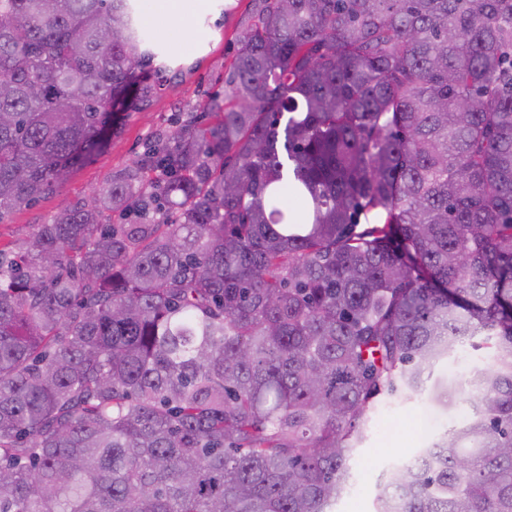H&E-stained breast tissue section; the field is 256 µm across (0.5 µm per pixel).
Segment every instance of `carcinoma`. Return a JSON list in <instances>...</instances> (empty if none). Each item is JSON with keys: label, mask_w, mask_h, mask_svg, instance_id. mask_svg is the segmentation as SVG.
Masks as SVG:
<instances>
[{"label": "carcinoma", "mask_w": 512, "mask_h": 512, "mask_svg": "<svg viewBox=\"0 0 512 512\" xmlns=\"http://www.w3.org/2000/svg\"><path fill=\"white\" fill-rule=\"evenodd\" d=\"M251 4L213 121L0 254V512H336L468 336L472 412L376 512H512V0ZM165 56L135 0H0V220Z\"/></svg>", "instance_id": "cac0c4a2"}]
</instances>
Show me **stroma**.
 <instances>
[{
  "instance_id": "1",
  "label": "stroma",
  "mask_w": 512,
  "mask_h": 512,
  "mask_svg": "<svg viewBox=\"0 0 512 512\" xmlns=\"http://www.w3.org/2000/svg\"><path fill=\"white\" fill-rule=\"evenodd\" d=\"M249 10V0H201L184 19L152 27L156 40L183 67V76L161 86L149 106L119 113L117 131L107 137L99 152L76 167L57 192L1 219L0 251L21 246L38 225L51 223L62 205L106 187L112 175L130 165L156 133L173 130L175 120L200 117L209 95L224 90L235 40L250 24ZM460 356L459 362L436 367L427 393L400 396L379 406L373 417L374 430L353 459L359 495L342 499L337 512H372L383 474L396 457L414 456L424 446L422 430L450 428L462 420L472 397L467 379L487 359L484 352L467 346ZM451 385L458 389L454 401L436 399V392Z\"/></svg>"
}]
</instances>
